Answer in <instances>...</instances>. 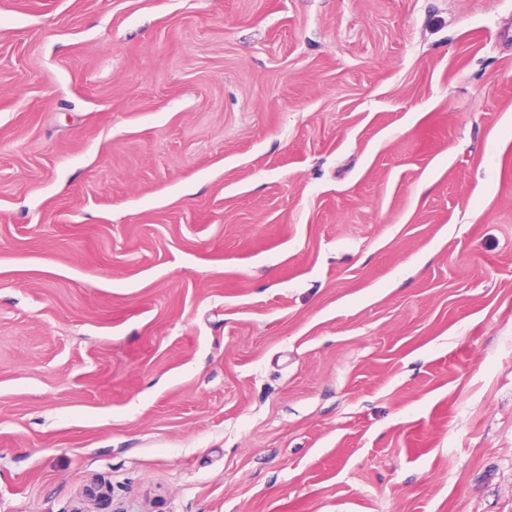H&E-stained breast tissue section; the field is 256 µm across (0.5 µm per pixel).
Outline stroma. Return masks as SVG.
I'll use <instances>...</instances> for the list:
<instances>
[{
	"label": "stroma",
	"instance_id": "35a3bbf8",
	"mask_svg": "<svg viewBox=\"0 0 512 512\" xmlns=\"http://www.w3.org/2000/svg\"><path fill=\"white\" fill-rule=\"evenodd\" d=\"M512 512V0H0V512Z\"/></svg>",
	"mask_w": 512,
	"mask_h": 512
}]
</instances>
